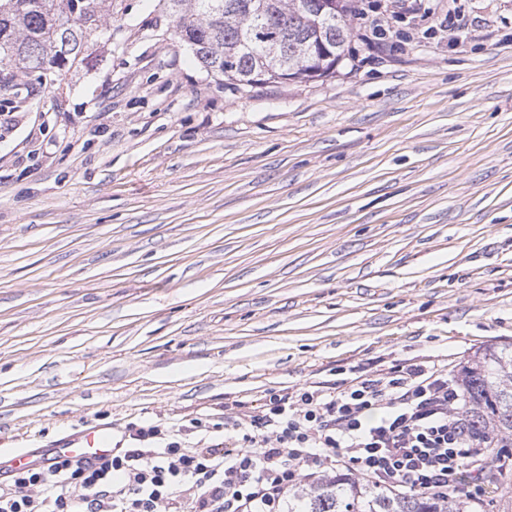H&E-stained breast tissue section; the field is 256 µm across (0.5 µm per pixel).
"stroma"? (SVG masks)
Returning a JSON list of instances; mask_svg holds the SVG:
<instances>
[{
    "label": "stroma",
    "instance_id": "1",
    "mask_svg": "<svg viewBox=\"0 0 512 512\" xmlns=\"http://www.w3.org/2000/svg\"><path fill=\"white\" fill-rule=\"evenodd\" d=\"M457 4L464 42L250 87L100 0L85 68L0 92V451L512 343V0Z\"/></svg>",
    "mask_w": 512,
    "mask_h": 512
}]
</instances>
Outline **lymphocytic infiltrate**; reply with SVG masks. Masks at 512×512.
<instances>
[{
	"instance_id": "f902f5d3",
	"label": "lymphocytic infiltrate",
	"mask_w": 512,
	"mask_h": 512,
	"mask_svg": "<svg viewBox=\"0 0 512 512\" xmlns=\"http://www.w3.org/2000/svg\"><path fill=\"white\" fill-rule=\"evenodd\" d=\"M361 41L407 42L391 19L421 25L416 0H359ZM129 425L112 460L94 468L55 459L0 483V512H281L292 489L343 468L351 478L438 501L480 482L502 448L474 436L458 377L427 362L364 373L344 388L270 391L260 409L228 417L221 440L186 445L188 430Z\"/></svg>"
}]
</instances>
